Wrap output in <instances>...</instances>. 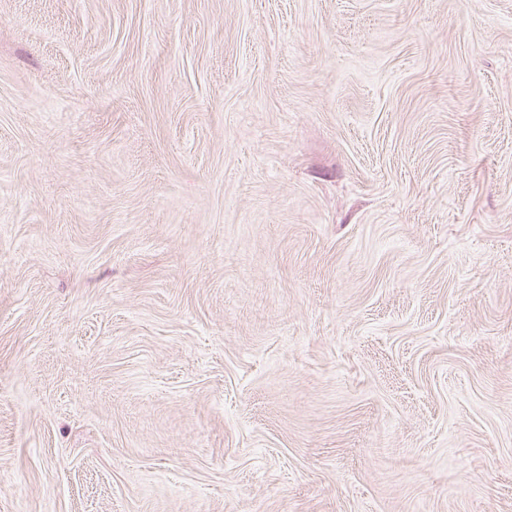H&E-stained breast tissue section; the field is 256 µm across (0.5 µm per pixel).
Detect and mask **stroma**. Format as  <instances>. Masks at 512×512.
Here are the masks:
<instances>
[{"instance_id": "35a3bbf8", "label": "stroma", "mask_w": 512, "mask_h": 512, "mask_svg": "<svg viewBox=\"0 0 512 512\" xmlns=\"http://www.w3.org/2000/svg\"><path fill=\"white\" fill-rule=\"evenodd\" d=\"M0 512H512V0H0Z\"/></svg>"}]
</instances>
